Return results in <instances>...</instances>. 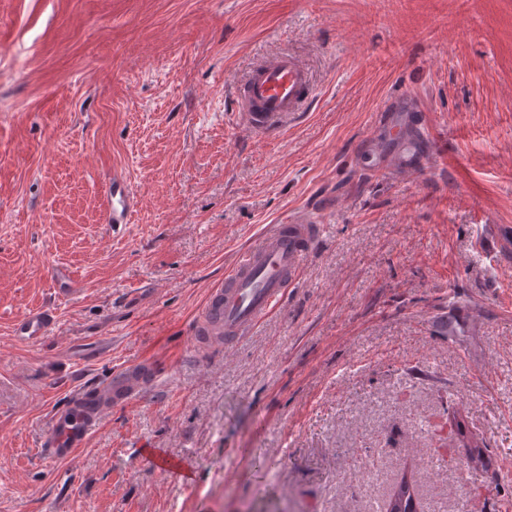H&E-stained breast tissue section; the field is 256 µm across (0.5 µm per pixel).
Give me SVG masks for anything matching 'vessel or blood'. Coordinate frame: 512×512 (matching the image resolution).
Segmentation results:
<instances>
[{
    "label": "vessel or blood",
    "instance_id": "b4317fda",
    "mask_svg": "<svg viewBox=\"0 0 512 512\" xmlns=\"http://www.w3.org/2000/svg\"><path fill=\"white\" fill-rule=\"evenodd\" d=\"M313 96L308 69L297 57L282 53L250 70L236 102L252 131L270 135ZM384 126L387 140L398 146L395 163L408 168L419 162L416 147L402 136L401 119L389 118ZM105 194L109 202L107 223H129L135 195L126 179L113 176ZM321 228L316 217L267 225L254 243L236 257L223 286L210 291L202 310L205 329L222 333L229 345L251 332L298 278L308 249ZM52 325L53 318L47 311L33 310L17 322L16 334L28 341H38ZM160 375L161 367L156 360L141 358L123 366L96 390L77 393L51 419L50 455L59 459L71 457L95 432L107 408L136 401Z\"/></svg>",
    "mask_w": 512,
    "mask_h": 512
}]
</instances>
